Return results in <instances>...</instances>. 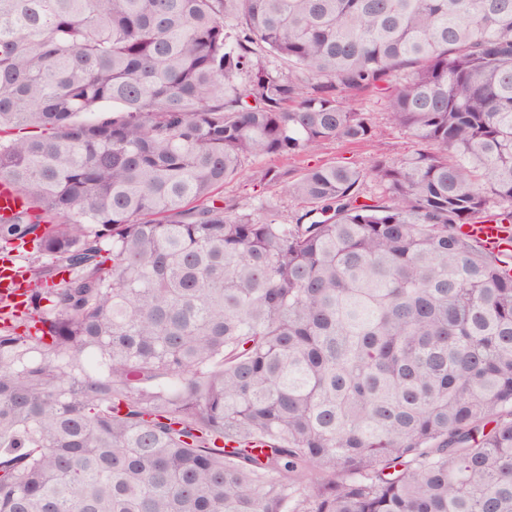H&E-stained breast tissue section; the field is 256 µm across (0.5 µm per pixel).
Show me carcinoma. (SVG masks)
I'll return each instance as SVG.
<instances>
[{
  "label": "carcinoma",
  "instance_id": "carcinoma-1",
  "mask_svg": "<svg viewBox=\"0 0 512 512\" xmlns=\"http://www.w3.org/2000/svg\"><path fill=\"white\" fill-rule=\"evenodd\" d=\"M1 180L0 512H512V0H0ZM360 99L359 103H362L361 108L365 117L377 131V138L373 142L330 141L311 153L251 159L245 165L242 176L238 180L224 185V197H253L261 192V196L255 198L256 204L260 199L268 210L278 212L280 219H287L288 224L294 223V218L302 211L303 207L286 195L281 185L264 186L261 184L260 187L259 176L262 171L268 168L279 171L288 170L293 175L308 166L335 162L347 163L360 169H369L377 159L398 160L417 148L415 140L408 132L390 124L387 119L390 107L385 97L379 94H370ZM254 190H257V193ZM465 229L490 247L504 245L505 233L500 224H467Z\"/></svg>",
  "mask_w": 512,
  "mask_h": 512
}]
</instances>
